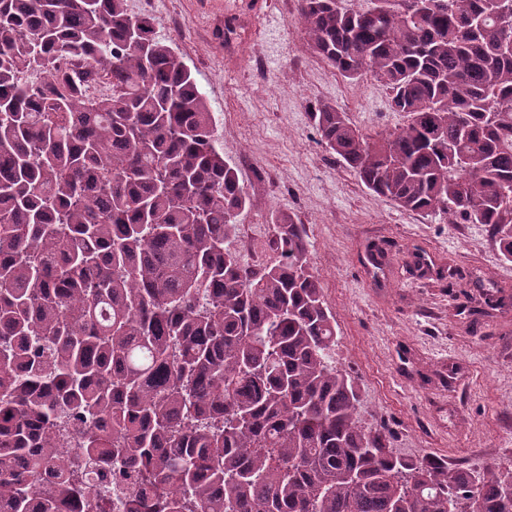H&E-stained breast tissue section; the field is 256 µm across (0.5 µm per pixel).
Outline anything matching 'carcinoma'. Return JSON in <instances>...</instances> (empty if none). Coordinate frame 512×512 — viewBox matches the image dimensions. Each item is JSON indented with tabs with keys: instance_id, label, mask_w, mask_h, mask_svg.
Listing matches in <instances>:
<instances>
[{
	"instance_id": "carcinoma-1",
	"label": "carcinoma",
	"mask_w": 512,
	"mask_h": 512,
	"mask_svg": "<svg viewBox=\"0 0 512 512\" xmlns=\"http://www.w3.org/2000/svg\"><path fill=\"white\" fill-rule=\"evenodd\" d=\"M299 0L310 51L399 129L322 102L368 190L512 261V0ZM250 196L191 70L127 0H0V512H512V465L406 460L360 412L305 225ZM80 439L69 455L67 435Z\"/></svg>"
}]
</instances>
